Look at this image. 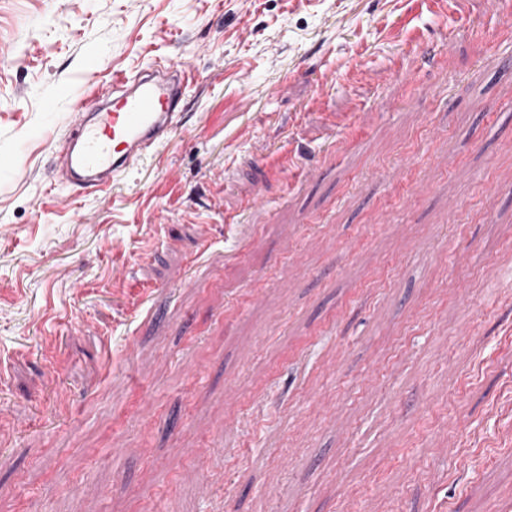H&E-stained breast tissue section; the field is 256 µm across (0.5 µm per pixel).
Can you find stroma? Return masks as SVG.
Instances as JSON below:
<instances>
[{
	"mask_svg": "<svg viewBox=\"0 0 512 512\" xmlns=\"http://www.w3.org/2000/svg\"><path fill=\"white\" fill-rule=\"evenodd\" d=\"M512 0H0V512H512ZM190 64L110 192L91 80Z\"/></svg>",
	"mask_w": 512,
	"mask_h": 512,
	"instance_id": "stroma-1",
	"label": "stroma"
}]
</instances>
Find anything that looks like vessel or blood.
<instances>
[{"label":"vessel or blood","instance_id":"vessel-or-blood-1","mask_svg":"<svg viewBox=\"0 0 512 512\" xmlns=\"http://www.w3.org/2000/svg\"><path fill=\"white\" fill-rule=\"evenodd\" d=\"M195 80L188 63L162 59L132 78L113 74L109 86L93 91L104 98L92 109L73 105L74 121L63 154V173L73 195L108 190L157 145L176 133L181 101Z\"/></svg>","mask_w":512,"mask_h":512}]
</instances>
